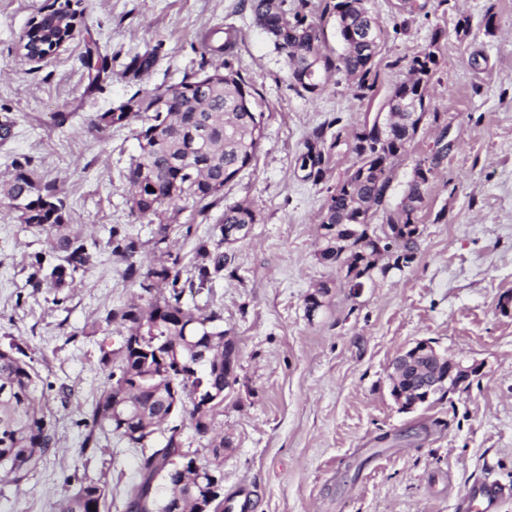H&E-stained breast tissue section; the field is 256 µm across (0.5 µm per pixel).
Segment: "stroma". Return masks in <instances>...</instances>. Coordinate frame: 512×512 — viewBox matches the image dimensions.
Returning <instances> with one entry per match:
<instances>
[{
	"label": "stroma",
	"mask_w": 512,
	"mask_h": 512,
	"mask_svg": "<svg viewBox=\"0 0 512 512\" xmlns=\"http://www.w3.org/2000/svg\"><path fill=\"white\" fill-rule=\"evenodd\" d=\"M54 3L0 0V175L29 162L93 243L95 260L54 303L52 290L29 280L44 233L0 206V346L16 345L39 372L57 440L21 484L0 481V512H55L89 482L107 486L109 512H124L141 451L93 429L92 413L108 382L102 351L122 342L106 313L140 288L109 237L112 225H128L146 263L153 227L125 203V173L138 153L132 127L102 131L91 120L137 91L198 73L204 35L228 25L237 31L234 66L264 114V138L206 213L184 202L173 233L186 270L226 205L245 202L258 214L232 247L235 275L183 297L218 312L239 350L237 382L213 423L214 434L233 441L221 467L224 494L249 484L252 512H452L477 480L512 485V0H416L411 13L396 0H368L383 30L370 101L341 74L316 95L295 86L249 0H78L85 34L108 58L98 81L88 77L83 37L42 61L23 60V30ZM463 18L471 23L465 34L456 30ZM437 27L446 37L427 109L447 123L450 147L437 155L440 130L425 119L390 194L398 203L415 163L436 160L415 257L374 275L354 299L317 258L327 189L354 157L340 150L318 185L296 174V160L321 124L335 122L350 141ZM155 45L149 74L123 78L130 58ZM326 280L335 283L330 304L307 319L304 297ZM422 340L477 371L467 391L403 413L390 395L389 365Z\"/></svg>",
	"instance_id": "obj_1"
}]
</instances>
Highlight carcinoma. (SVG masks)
<instances>
[{
    "label": "carcinoma",
    "mask_w": 512,
    "mask_h": 512,
    "mask_svg": "<svg viewBox=\"0 0 512 512\" xmlns=\"http://www.w3.org/2000/svg\"><path fill=\"white\" fill-rule=\"evenodd\" d=\"M256 23L274 49L283 57L295 85L315 94L327 84L325 77L343 73L356 88L357 97L373 99L377 76L372 74L383 30L365 6V0H324L322 13L336 15V29L344 52L336 57L326 52L323 30L308 20L309 0H250ZM445 35L435 28L430 43L409 58L406 76L397 82L387 101L392 117L390 128H356L349 150L354 162L345 179L327 188L320 214L322 229L318 259L336 266V254L344 253L345 278L360 284L378 271L412 262L417 249V231L424 194L433 178V167H413L419 180H410L405 197L389 207L392 182L399 162L425 114V100L438 57L434 46ZM234 34L205 35L204 52L223 55V67L185 77L177 84L138 91L118 111L96 115L94 126L106 130L135 123L139 155L126 173V204L142 217L158 219L153 230L155 255L147 269L139 261L141 244L126 228L111 229L112 253L126 263V275L139 281L142 293L108 311L105 321L116 323L125 333L121 347L102 352L101 363L110 368L112 382L103 390L92 414L93 423L129 448L150 447L142 454L140 481L125 491L126 512H224V499L206 498L203 489L209 475L220 480L224 449L232 446L223 436L208 443L212 460L200 471L182 470L193 460L178 453L182 448L181 428L172 424L187 417L196 436L206 438L221 403L207 408L199 400L224 392L225 362L238 351L233 339H224L222 318L215 312L188 307L185 289L205 287L232 265L226 247L246 239L256 212L244 202L224 207L208 239L195 249L191 277L181 280V257L171 251L169 240L174 221L181 212L179 202L193 199L204 213L224 187L250 167L260 147L263 113L255 111L252 88L233 65ZM160 52L156 45L134 56L124 76L140 79L154 66ZM339 140L327 142L325 128L314 129L305 139L296 166L310 168L304 180L317 185L324 179ZM153 190H148V187ZM0 204L16 214L19 223L46 233L48 252L58 263L44 267L43 254L35 255L31 274L33 287L54 291L53 301L74 286L75 274L93 261L83 235L69 224L63 201L56 189L42 185L34 170L17 163L9 177L0 181ZM390 235L372 236L370 226ZM394 264L381 265L382 256ZM331 292L328 281L315 284L304 298L305 316L313 320L326 305ZM55 447L44 390L38 372L17 355L13 347H0V478L16 484L35 469ZM195 483L188 489L184 480ZM106 488L89 483L58 505L57 512H100Z\"/></svg>",
    "instance_id": "cac0c4a2"
}]
</instances>
